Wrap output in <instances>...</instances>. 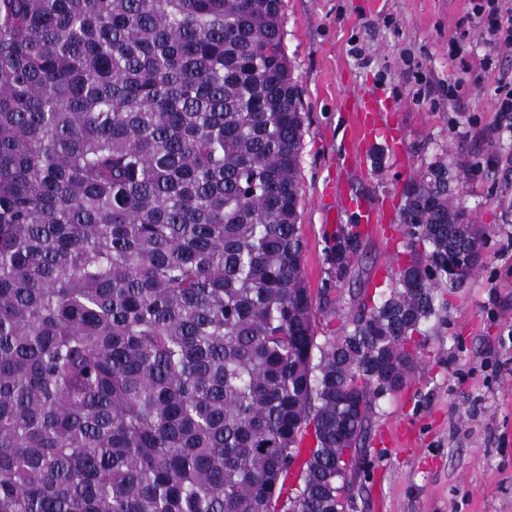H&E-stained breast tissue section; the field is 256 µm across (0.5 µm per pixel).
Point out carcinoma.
I'll return each instance as SVG.
<instances>
[{"instance_id":"1","label":"carcinoma","mask_w":512,"mask_h":512,"mask_svg":"<svg viewBox=\"0 0 512 512\" xmlns=\"http://www.w3.org/2000/svg\"><path fill=\"white\" fill-rule=\"evenodd\" d=\"M281 10L0 0V512L350 508L488 228L427 164L386 287L318 336ZM363 239L335 225L330 280Z\"/></svg>"}]
</instances>
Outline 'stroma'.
<instances>
[{
    "mask_svg": "<svg viewBox=\"0 0 512 512\" xmlns=\"http://www.w3.org/2000/svg\"><path fill=\"white\" fill-rule=\"evenodd\" d=\"M468 8L469 0H283V42L304 107L303 272L320 331L342 323L353 295L383 287L403 188L436 158L460 167L462 201L493 228L479 270L449 292L448 321L431 330L409 388L376 408L353 512H512V140L501 141L494 170H475L497 123L493 84L465 82L457 104L448 102V82L460 75L448 42ZM363 94L391 106L401 154L380 137L354 148L352 114ZM376 151L384 154L378 168ZM341 189L384 221L365 234L349 284L336 288L324 235L349 221L336 211ZM399 426L411 443L385 446Z\"/></svg>",
    "mask_w": 512,
    "mask_h": 512,
    "instance_id": "35a3bbf8",
    "label": "stroma"
}]
</instances>
